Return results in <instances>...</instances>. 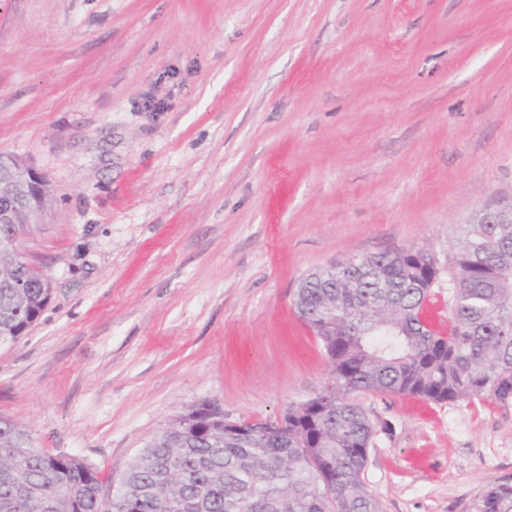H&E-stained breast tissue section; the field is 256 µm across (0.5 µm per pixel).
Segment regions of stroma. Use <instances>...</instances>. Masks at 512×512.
I'll return each mask as SVG.
<instances>
[{"label":"stroma","mask_w":512,"mask_h":512,"mask_svg":"<svg viewBox=\"0 0 512 512\" xmlns=\"http://www.w3.org/2000/svg\"><path fill=\"white\" fill-rule=\"evenodd\" d=\"M0 154L48 180L53 296L0 346V417L115 495L190 407L283 416L329 366L308 273L512 207V0H0ZM383 512L512 477V402L370 395Z\"/></svg>","instance_id":"stroma-1"}]
</instances>
